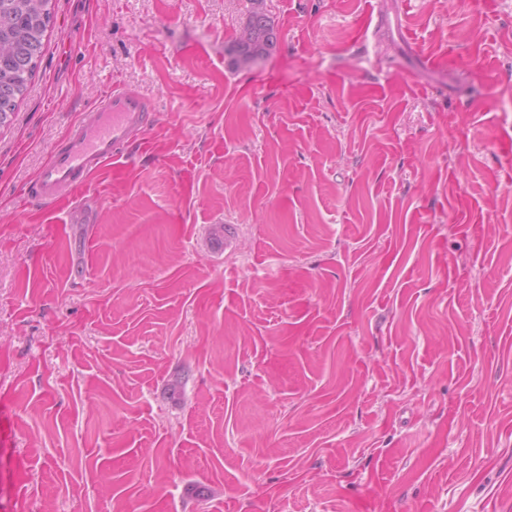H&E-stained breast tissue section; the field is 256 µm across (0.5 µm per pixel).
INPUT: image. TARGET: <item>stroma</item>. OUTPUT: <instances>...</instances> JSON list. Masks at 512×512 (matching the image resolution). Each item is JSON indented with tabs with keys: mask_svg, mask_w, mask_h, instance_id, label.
<instances>
[{
	"mask_svg": "<svg viewBox=\"0 0 512 512\" xmlns=\"http://www.w3.org/2000/svg\"><path fill=\"white\" fill-rule=\"evenodd\" d=\"M252 7L52 0L0 128V512H512V0H263L237 71ZM115 82L158 122L21 201ZM250 15L243 28L251 33V38L244 41L241 38H247L249 32L242 30L228 48V55L231 58L232 65L237 70H249L259 61L268 57L277 42V31L271 18L264 12L260 6L261 1L254 0Z\"/></svg>",
	"mask_w": 512,
	"mask_h": 512,
	"instance_id": "stroma-1",
	"label": "stroma"
}]
</instances>
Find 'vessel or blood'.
Listing matches in <instances>:
<instances>
[{"label":"vessel or blood","mask_w":512,"mask_h":512,"mask_svg":"<svg viewBox=\"0 0 512 512\" xmlns=\"http://www.w3.org/2000/svg\"><path fill=\"white\" fill-rule=\"evenodd\" d=\"M156 120L157 112L149 99L112 84L96 106L81 113L50 150L28 183L26 197L53 206L122 158L125 149L142 140Z\"/></svg>","instance_id":"obj_1"}]
</instances>
